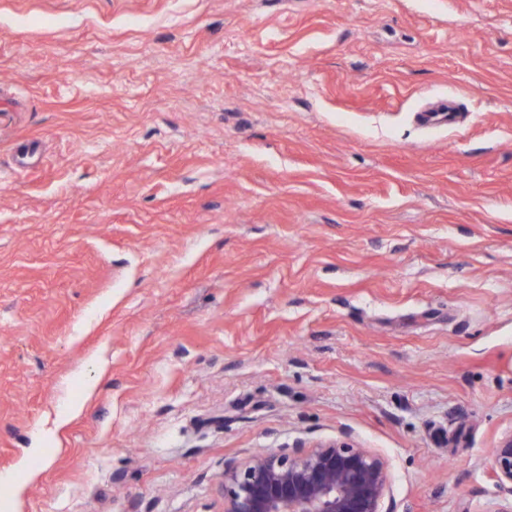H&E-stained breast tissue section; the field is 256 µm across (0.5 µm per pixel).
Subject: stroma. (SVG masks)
<instances>
[{
	"mask_svg": "<svg viewBox=\"0 0 512 512\" xmlns=\"http://www.w3.org/2000/svg\"><path fill=\"white\" fill-rule=\"evenodd\" d=\"M511 431L512 0H0L22 512H224L344 433L495 512ZM498 497L504 505L495 512H512V431L490 449Z\"/></svg>",
	"mask_w": 512,
	"mask_h": 512,
	"instance_id": "1",
	"label": "stroma"
}]
</instances>
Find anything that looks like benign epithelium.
I'll return each instance as SVG.
<instances>
[{
	"instance_id": "benign-epithelium-1",
	"label": "benign epithelium",
	"mask_w": 512,
	"mask_h": 512,
	"mask_svg": "<svg viewBox=\"0 0 512 512\" xmlns=\"http://www.w3.org/2000/svg\"><path fill=\"white\" fill-rule=\"evenodd\" d=\"M497 512H512V432L490 449ZM384 461L342 435L224 466V512H395Z\"/></svg>"
}]
</instances>
